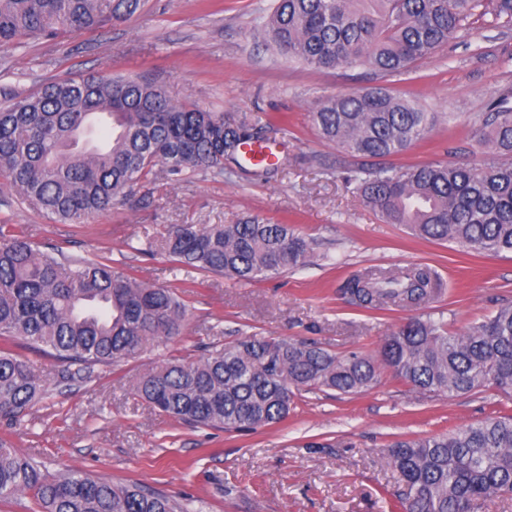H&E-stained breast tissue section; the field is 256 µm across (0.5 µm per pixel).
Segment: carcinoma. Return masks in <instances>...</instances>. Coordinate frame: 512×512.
<instances>
[{
  "mask_svg": "<svg viewBox=\"0 0 512 512\" xmlns=\"http://www.w3.org/2000/svg\"><path fill=\"white\" fill-rule=\"evenodd\" d=\"M141 0H0V47L24 38L79 34L131 15ZM512 24V0H277L263 34L315 69L352 64L401 74L456 41L472 16ZM321 137L355 157L406 152L436 116L381 88L336 95L312 113ZM475 137L490 152L474 166H361L345 184L387 224L478 253H512V97L488 104ZM257 125L173 102L154 84L90 76L61 80L0 108V171L19 200L61 224H83L135 194L163 166L171 175L239 164ZM156 246L179 269L252 283L300 267L312 242L290 224H169ZM427 268L368 272L344 292L362 306L430 301ZM179 294L95 258L65 259L0 224V339L53 357L63 381L134 358L181 336ZM425 392L512 390V304L461 334L443 318L390 330L378 353L333 354L315 343L246 336L196 361L145 370L131 394L168 419L227 431L284 419L296 393L367 392L381 373ZM48 392L30 362L0 347V417L20 422ZM387 463L402 476V512H474L512 495V417L489 415L448 433L397 440ZM27 493L43 512H182L170 496L78 470L52 471L0 443V499Z\"/></svg>",
  "mask_w": 512,
  "mask_h": 512,
  "instance_id": "carcinoma-1",
  "label": "carcinoma"
}]
</instances>
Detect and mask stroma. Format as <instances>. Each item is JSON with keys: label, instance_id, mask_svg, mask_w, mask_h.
I'll return each instance as SVG.
<instances>
[{"label": "stroma", "instance_id": "1", "mask_svg": "<svg viewBox=\"0 0 512 512\" xmlns=\"http://www.w3.org/2000/svg\"><path fill=\"white\" fill-rule=\"evenodd\" d=\"M274 0H142L132 16L104 29L29 41L0 50V106L45 84L89 75L152 82L178 103L227 117L271 119L278 174L198 172L177 180L156 170L135 197L83 224H60L20 203L0 176V224L69 258L100 256L158 287L178 288L188 321L176 341L95 368L90 379H57L56 361L13 339L11 349L47 379L49 394L21 423L0 419V438L50 469L133 481L171 495L185 512H389L405 490L387 450L409 435L429 436L497 412L512 395L488 387L460 395L419 392L383 373L366 393L313 390L284 420L253 431L193 427L134 398L131 380L171 357L196 360L243 336L288 337L339 355L375 353L391 329L415 316L444 317L462 332L512 304V254L464 252L384 223L342 172L362 165L320 138L312 112L327 97L383 87L415 98L438 120L428 137L385 166L474 164L482 148L471 130L488 103L512 94V26L473 16L456 44L399 75L364 66L314 69L258 35ZM295 225L314 244L311 260L251 284L217 274L175 284L172 261L154 243L170 224ZM425 265L441 292L406 308L368 309L341 294L373 268Z\"/></svg>", "mask_w": 512, "mask_h": 512}]
</instances>
